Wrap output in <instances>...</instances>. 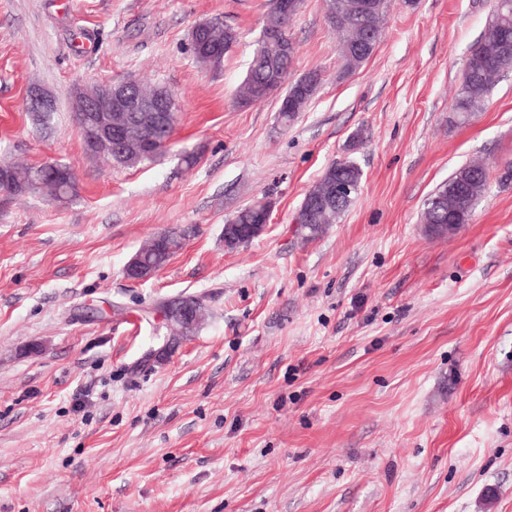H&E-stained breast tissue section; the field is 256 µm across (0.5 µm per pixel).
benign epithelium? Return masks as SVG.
Returning <instances> with one entry per match:
<instances>
[{"mask_svg":"<svg viewBox=\"0 0 512 512\" xmlns=\"http://www.w3.org/2000/svg\"><path fill=\"white\" fill-rule=\"evenodd\" d=\"M215 27L210 21H201L192 26L189 33L191 50L201 47V40ZM272 79L286 88L296 89V96L307 97L310 85L305 81L288 82V73L279 70L273 73ZM73 112L77 120L82 141L91 155H103L112 158V148H117L120 158L132 161L142 158L150 145L144 140H135L131 135L133 112H165L175 111L177 99L175 94L162 86H155L150 93L137 91L133 84L123 81H107L90 88L74 87L70 90ZM30 109L48 116L54 111V97L47 93H38L30 102ZM47 178L35 182L31 190L41 191L53 200L60 199L56 181L67 176L65 170L57 163L45 165ZM351 193L350 185L336 183L330 195H309L303 201L306 210L317 209L326 204H341ZM263 221L259 224H236L234 219L227 220L224 225V248L235 250L243 238L258 237L269 222L273 202L266 199L262 202ZM155 270L142 253H137L127 264L125 275L134 282H142L155 276Z\"/></svg>","mask_w":512,"mask_h":512,"instance_id":"benign-epithelium-1","label":"benign epithelium"}]
</instances>
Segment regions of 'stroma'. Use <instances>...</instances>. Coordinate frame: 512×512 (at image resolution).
<instances>
[{
    "label": "stroma",
    "mask_w": 512,
    "mask_h": 512,
    "mask_svg": "<svg viewBox=\"0 0 512 512\" xmlns=\"http://www.w3.org/2000/svg\"><path fill=\"white\" fill-rule=\"evenodd\" d=\"M493 7L393 0L349 71L304 0L290 75L322 81L285 126L277 98L235 103L269 0H0V162L77 185L0 192V512H512V65L468 122L451 107ZM203 20L239 33L218 73L189 49ZM130 75L180 111L170 149L124 167L86 153L68 92ZM343 157L356 200L305 241L295 213ZM476 158L471 220L427 235L426 198ZM259 198L266 230L225 250ZM165 231L182 250L130 282ZM179 294L205 321L145 361ZM45 168L47 178L35 182L31 186L30 190L33 192L41 191L53 200H60V194L56 186V181L63 177H68V174L57 163H48L45 165ZM255 202L236 212V214H238V224L233 223L236 218L227 220L224 225V248L226 250L233 251L237 248L241 238H250L253 240L264 231L266 224L269 222L273 202L268 199L262 202L263 221L262 223L254 224L257 220L256 211L253 209V204ZM169 234L163 237L159 234L156 238L152 239L149 244L141 249L145 256L155 266V269L162 268L169 259L181 248V237L175 232H168ZM142 252L137 253L127 264L125 268V275L127 279L134 282H142L151 279L159 270H155L146 259L143 257Z\"/></svg>",
    "instance_id": "35a3bbf8"
}]
</instances>
